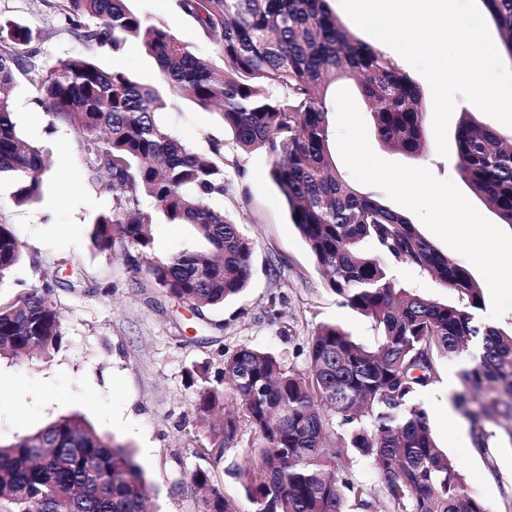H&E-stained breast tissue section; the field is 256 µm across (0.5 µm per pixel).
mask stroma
<instances>
[{"mask_svg": "<svg viewBox=\"0 0 512 512\" xmlns=\"http://www.w3.org/2000/svg\"><path fill=\"white\" fill-rule=\"evenodd\" d=\"M135 11L167 24L196 54L221 66L216 42L198 30L178 0H131ZM19 23L32 30L34 70L15 76L12 91L18 134L49 152L50 169L40 198L15 205L12 182L0 183V224L11 225L25 245V259L0 302L31 287L50 286L60 313L62 343L49 356L0 358V444L33 434L57 419L84 416L96 432L129 446L151 484L161 512H199V500L187 487L197 468L212 480L236 512H251L239 479L229 471L242 462L252 431L241 424L238 446L221 463L202 457L208 442L196 409L199 388L189 382L194 369L216 374L224 356L248 345L275 353L291 368L308 369V347L316 328L336 323L356 341L375 345L371 321L343 305L325 285L306 242L292 224L288 206L267 175L262 151H237L217 114L172 97L160 120L176 136L203 150L208 139L224 143L225 193L216 208L231 214L253 243L247 288L224 305L194 311L152 287L126 260L122 247L98 252L89 237L100 214L112 209V193L89 180L79 137L73 128L52 122L39 102L38 70L58 59L92 54L106 69L128 72L152 84L159 73L153 59L135 42L120 53L73 40L53 8V0H0V27ZM425 151L412 159L373 144L381 159L425 167L437 178L452 177L449 158L437 152L432 117L424 119ZM153 260L201 248L187 224L158 221L152 226ZM399 287L448 303L454 292L431 274L393 263ZM461 360L440 364L436 383L418 394L437 447L459 465L470 490L492 512H512V447L492 444L487 456L472 448L466 420L448 395L449 377Z\"/></svg>", "mask_w": 512, "mask_h": 512, "instance_id": "obj_1", "label": "stroma"}]
</instances>
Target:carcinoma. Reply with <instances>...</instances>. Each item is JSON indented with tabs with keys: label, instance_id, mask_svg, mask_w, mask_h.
Returning <instances> with one entry per match:
<instances>
[{
	"label": "carcinoma",
	"instance_id": "1",
	"mask_svg": "<svg viewBox=\"0 0 512 512\" xmlns=\"http://www.w3.org/2000/svg\"><path fill=\"white\" fill-rule=\"evenodd\" d=\"M512 60V0H482ZM208 36H219L223 66L215 68L167 26L140 14L129 0H55L53 8L76 40L120 52L138 42L155 60L160 80L144 85L92 55L68 56L41 70L42 105L79 133L88 178L112 189V212L93 225L101 253L116 244L144 256L158 219L190 224L206 243L146 265L144 275L196 310L224 304L246 288L252 244L211 200L224 195V143L208 152L183 144L157 118L171 96L219 116L236 148L261 150L267 175L288 204L291 223L308 245L325 284L342 303L370 318L373 348L337 324H322L308 350V371L247 345L224 354L219 385L204 381L198 413L218 463L237 442L239 416L253 430L242 449L252 512H354L377 495L386 512H490L463 474L435 445L418 392L436 382L442 357L460 358L470 342L481 353L459 372L455 407L467 419L473 447L485 455L500 436L512 445V330L486 323L483 288L466 267L442 254L407 217L358 192L338 171L330 150L332 86L354 80L372 107L381 146L410 158L424 149L420 88L395 60L357 39L329 0H179ZM32 32L0 28V179L14 183V201L42 192L43 149L21 141L11 98L16 72L35 68L17 46ZM452 168L467 188L512 226V139L463 113ZM149 198L155 211L141 207ZM364 242L402 264L434 275L457 294L441 304L395 287ZM25 245L0 224V287L9 283ZM63 332L49 286L0 303V356L21 359L58 348ZM236 411H224L226 394ZM333 423L344 447L369 461L378 490L336 468L325 445ZM203 512H234L198 469L189 481ZM149 486L132 451L100 437L83 419L62 417L33 435L0 445V512H147Z\"/></svg>",
	"mask_w": 512,
	"mask_h": 512
}]
</instances>
